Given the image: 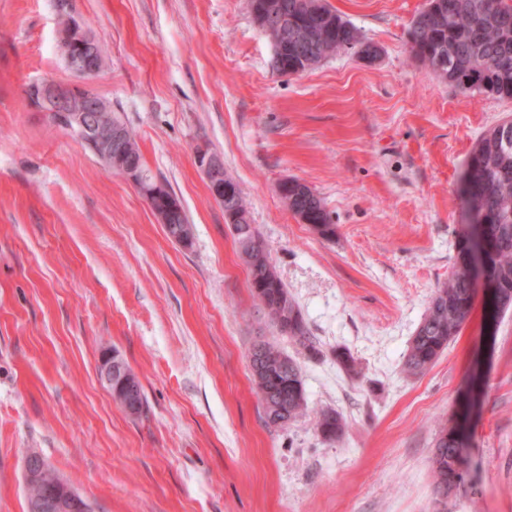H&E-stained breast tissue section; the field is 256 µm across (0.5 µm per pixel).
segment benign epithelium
I'll list each match as a JSON object with an SVG mask.
<instances>
[{
    "instance_id": "1",
    "label": "benign epithelium",
    "mask_w": 512,
    "mask_h": 512,
    "mask_svg": "<svg viewBox=\"0 0 512 512\" xmlns=\"http://www.w3.org/2000/svg\"><path fill=\"white\" fill-rule=\"evenodd\" d=\"M251 11L258 26L265 32L276 29L284 34L296 27L298 21L288 17L270 0L258 4L250 2ZM60 49L67 68L76 77L74 83L44 80L32 84L27 91L34 108L47 115L62 114L66 128L80 141L94 147L96 156L110 169L131 182L146 199L162 224H174L182 215L178 199L166 185L152 179L146 172L125 160L126 146L123 134L112 126V105L91 92L90 82L104 69L105 56L80 17L66 11L61 14ZM195 164L203 173L211 197L223 203L234 200L240 193L238 183L224 173L221 158L206 150L195 153ZM471 277L479 284L485 283L484 244L476 229L469 230ZM486 294V335L492 336L497 327V309L493 293ZM100 375L114 399L127 413L135 411L141 392L135 374L108 350L101 355ZM24 481L28 500V512H87V500L71 487L53 468L44 464L34 452L24 461Z\"/></svg>"
}]
</instances>
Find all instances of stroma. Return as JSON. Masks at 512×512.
Masks as SVG:
<instances>
[{"label": "stroma", "instance_id": "stroma-1", "mask_svg": "<svg viewBox=\"0 0 512 512\" xmlns=\"http://www.w3.org/2000/svg\"><path fill=\"white\" fill-rule=\"evenodd\" d=\"M58 0H0V512H27L35 452L94 512H433L437 420L480 373L469 471L448 512H512V311L484 338L482 301L422 376L408 343L469 222L461 177L512 101L459 92L413 55L426 0H328L377 45L282 76L248 0H68L105 56L94 82L181 201L190 247L136 187L37 112L33 82L70 83ZM236 180L278 274L321 345L301 359L313 417L266 426L248 350L299 348L248 287L224 206L194 161ZM305 182L336 233L282 203ZM346 349L351 376L333 352ZM138 376L142 415L100 378L103 351ZM315 421L316 429L323 440L335 442L343 437L346 423L338 411L332 409L315 411Z\"/></svg>", "mask_w": 512, "mask_h": 512}]
</instances>
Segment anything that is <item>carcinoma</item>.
I'll use <instances>...</instances> for the list:
<instances>
[{"instance_id":"carcinoma-1","label":"carcinoma","mask_w":512,"mask_h":512,"mask_svg":"<svg viewBox=\"0 0 512 512\" xmlns=\"http://www.w3.org/2000/svg\"><path fill=\"white\" fill-rule=\"evenodd\" d=\"M435 11L421 10L414 17L409 38L416 59L454 85L459 91L512 101V0H495V23L479 22L478 10L485 0H433ZM323 9L333 13V30L329 39L309 28L288 40V52L280 55V74L307 63H318L340 50H353L369 45L358 30L325 3ZM455 54L448 55V47ZM445 59L442 71L436 61ZM117 126L125 133L128 158L145 167L135 136L120 118ZM497 128L489 129L469 155L471 160V192L481 202L475 220L482 227L486 242V276L496 288L502 312L512 309V146L499 152L494 147ZM300 208L312 213V227L321 235L333 233L329 217L321 201L303 193L296 201ZM235 241L249 274V288L254 301L263 308L268 320L283 335L298 344L304 356L317 360L323 356L313 336L279 277L269 252L253 224L244 222L234 227ZM455 263L448 282L436 289L426 314L408 346L404 370L409 376L424 374L457 335L469 315L477 293L467 272L468 247L466 229L456 235ZM255 360L251 376L259 396L264 422L278 428V421L293 422L302 417L308 405L304 379L298 361L267 340L252 343ZM333 356L347 374H359L354 357L347 350H336ZM316 429L325 441L340 440L346 423L336 410L315 412ZM467 442L465 427L455 419L443 424L435 437L433 482L436 503L448 500V481L462 484L467 476L462 448Z\"/></svg>"}]
</instances>
